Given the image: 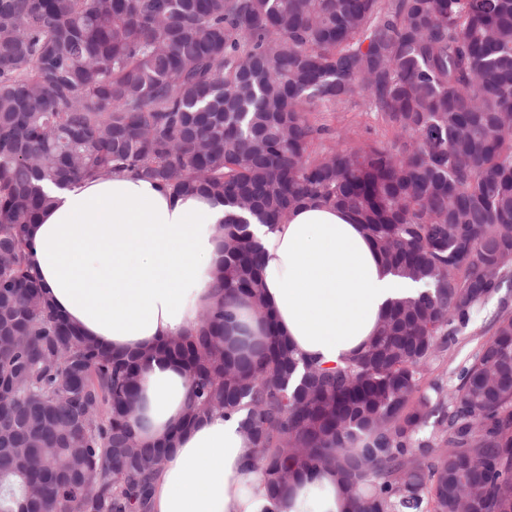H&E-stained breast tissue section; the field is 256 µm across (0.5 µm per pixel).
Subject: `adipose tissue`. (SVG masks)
<instances>
[{
  "mask_svg": "<svg viewBox=\"0 0 512 512\" xmlns=\"http://www.w3.org/2000/svg\"><path fill=\"white\" fill-rule=\"evenodd\" d=\"M222 201L175 196L115 174L57 192L31 228L44 292L83 336L136 352L190 334L222 292ZM266 304L295 350L330 367L364 350L391 301L420 287L389 271L346 211L307 203L275 229L253 224ZM191 392L172 361L145 372L134 422L158 442L181 434L154 482L153 512H345L334 473L272 500L238 418L212 413L183 427Z\"/></svg>",
  "mask_w": 512,
  "mask_h": 512,
  "instance_id": "ef3b65f1",
  "label": "adipose tissue"
}]
</instances>
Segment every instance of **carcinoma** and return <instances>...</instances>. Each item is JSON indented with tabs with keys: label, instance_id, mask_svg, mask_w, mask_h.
<instances>
[{
	"label": "carcinoma",
	"instance_id": "cac0c4a2",
	"mask_svg": "<svg viewBox=\"0 0 512 512\" xmlns=\"http://www.w3.org/2000/svg\"><path fill=\"white\" fill-rule=\"evenodd\" d=\"M361 107L392 143H333ZM221 199L224 301L159 353L187 422L245 412L273 497L327 471L347 512H512V309L450 387L432 364L512 277V0H0V512H151L170 445L131 428L149 352L80 335L33 271L59 188L112 173ZM353 214L398 275L368 347L296 355L251 224ZM266 336H232L231 302ZM234 311L238 319L248 326L251 336H264V323L251 304L238 300L234 303Z\"/></svg>",
	"mask_w": 512,
	"mask_h": 512
}]
</instances>
